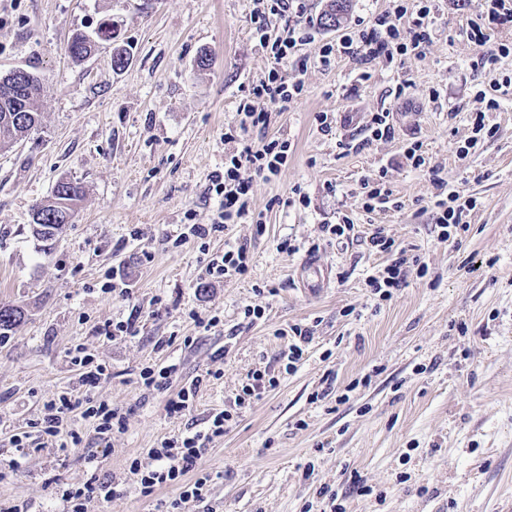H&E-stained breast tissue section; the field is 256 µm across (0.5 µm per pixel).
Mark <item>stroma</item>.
Wrapping results in <instances>:
<instances>
[{
	"label": "stroma",
	"instance_id": "1",
	"mask_svg": "<svg viewBox=\"0 0 512 512\" xmlns=\"http://www.w3.org/2000/svg\"><path fill=\"white\" fill-rule=\"evenodd\" d=\"M253 8L0 0V77L21 69L42 87L40 130L0 151V306L25 312L0 335V504L63 512V490L99 479L120 496L109 505L90 498L85 512H173L178 487L142 497L132 461L226 409L223 435L185 478L206 477L202 497L183 512H512V91L493 110L480 98L512 78V54L482 64L512 43V26L476 45L467 29L481 0H438L424 53L371 66L365 81L353 58L318 62L323 39L338 32L316 28L287 63L304 90L269 128L291 144L288 167L254 178L248 196L263 227L235 224L177 247L184 225L211 223L219 202L210 176L232 149L224 132L274 65L254 37ZM105 18L128 45V64L116 67L108 45L75 62L73 35ZM204 53L211 64L201 71ZM302 55L311 59L303 73ZM384 109L393 137L367 139ZM478 111L497 133L458 159ZM322 112L331 131L318 127ZM416 140L454 189L476 199L467 232L438 239L429 174L403 154ZM64 177L84 197L46 253L30 213ZM378 178L395 206L370 213L362 185ZM345 217L354 229L339 240L326 227ZM379 225L428 267L409 271L387 300L368 285L389 262L368 241ZM238 246L249 251L248 273L207 282L210 255ZM310 258L330 270L313 294L299 275ZM117 268L130 292L104 290ZM257 306L262 318L246 317ZM133 314L132 334H100ZM213 315L216 328L196 325ZM294 325L313 335L288 373L279 332ZM78 345L109 372L94 399L121 409L126 425L102 439L74 418L83 442L62 450L31 429L43 402L76 388ZM168 361L180 365L170 389L141 386L143 367ZM257 370L277 386L236 408ZM198 376L194 407L169 412V399ZM22 432L25 448H13Z\"/></svg>",
	"mask_w": 512,
	"mask_h": 512
}]
</instances>
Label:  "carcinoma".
Masks as SVG:
<instances>
[{
  "label": "carcinoma",
  "mask_w": 512,
  "mask_h": 512,
  "mask_svg": "<svg viewBox=\"0 0 512 512\" xmlns=\"http://www.w3.org/2000/svg\"><path fill=\"white\" fill-rule=\"evenodd\" d=\"M350 7V0H329L327 10L320 17L325 28H335L343 22ZM112 45V58L117 67H122L130 53L127 46L118 42L117 28L110 20L103 21L95 38L90 39L82 33L74 36L69 45V53L76 61H82L92 55L99 44ZM33 85L22 97L6 95L0 92V149H8L14 143L25 139L38 130L41 125V113L35 106L41 94L39 80L28 74ZM83 190L80 184L70 178L60 179L50 198L36 204L32 212L30 231L33 237L43 243L51 244L67 224L78 203L82 200ZM24 318V310L17 306L0 307V331H8Z\"/></svg>",
  "instance_id": "1"
}]
</instances>
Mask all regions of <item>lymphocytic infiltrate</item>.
<instances>
[{
	"instance_id": "lymphocytic-infiltrate-1",
	"label": "lymphocytic infiltrate",
	"mask_w": 512,
	"mask_h": 512,
	"mask_svg": "<svg viewBox=\"0 0 512 512\" xmlns=\"http://www.w3.org/2000/svg\"><path fill=\"white\" fill-rule=\"evenodd\" d=\"M254 4V34L262 48L269 51L275 65L264 80L251 88L247 101L240 105L238 125L229 127L224 134L225 140L234 143L235 148L225 156L223 172L210 179L211 190L219 200L216 217L209 224L190 225L188 233L178 235L181 243L191 236L205 239L211 233L226 230L228 225L250 221L247 195L253 177L279 176L288 165L287 141L267 136L266 131L273 113L287 111L303 91L302 80L289 79L280 65L307 43L314 21L307 13L306 0H254ZM434 10L435 0H403L394 12L380 13L360 27L346 29L339 37L323 43L318 61L326 66L333 56L345 55L367 65L393 61L398 54H422L431 41ZM507 25H512V0H483L481 13L469 24L468 36L474 43L483 45L496 29ZM430 182L439 239L448 240L454 230L467 231L466 217L475 209V201L449 189L447 179L439 174H432ZM369 243L391 257L381 277L369 282L380 297L390 298L393 289L405 283L410 259L384 228H375ZM74 363L80 368V392H68L45 401L36 423L47 441L63 448L80 442L79 433L68 426L72 414L93 421L101 433L123 426L125 421L120 409L94 400L90 394L91 388L107 378L106 367L81 354L75 355ZM231 418L226 410L212 413L207 428L163 439L158 448L149 451L146 460L132 462L130 471L138 477L141 495L150 496L157 487L171 484L180 488L179 503L199 498L204 480L189 484L185 477L197 470L205 443L223 435L224 426Z\"/></svg>"
}]
</instances>
